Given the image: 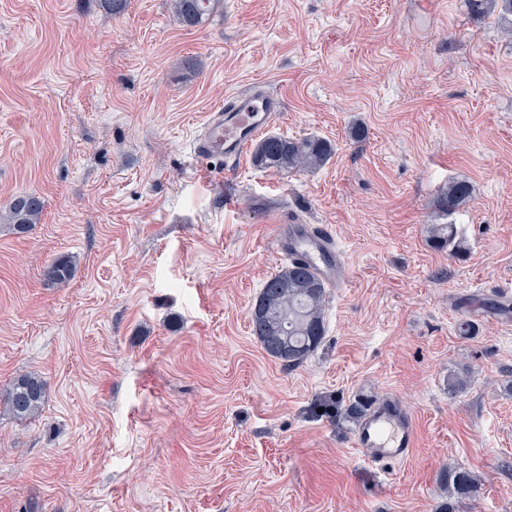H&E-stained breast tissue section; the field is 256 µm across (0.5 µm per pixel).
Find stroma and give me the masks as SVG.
I'll return each instance as SVG.
<instances>
[{"mask_svg": "<svg viewBox=\"0 0 512 512\" xmlns=\"http://www.w3.org/2000/svg\"><path fill=\"white\" fill-rule=\"evenodd\" d=\"M253 83L268 126L322 138V167L208 166L209 113ZM361 126V137L350 135ZM470 183L453 215L449 182ZM0 512H435L443 467L478 475L460 512H512V26L470 0H221L185 26L171 0H0ZM327 224L344 255L326 334L295 367L252 336L283 262L273 221ZM453 221L465 257L435 249ZM74 278L45 284L56 256ZM473 333H457L459 320ZM468 375L449 395L450 374ZM395 397L417 446L390 477L321 402ZM43 209L44 202L40 196L26 193L14 197L7 206L5 214L0 217L13 233L24 234L29 232L33 224L39 222ZM45 394L46 382L40 375L22 374L0 393V406L16 419H30L40 412Z\"/></svg>", "mask_w": 512, "mask_h": 512, "instance_id": "stroma-1", "label": "stroma"}]
</instances>
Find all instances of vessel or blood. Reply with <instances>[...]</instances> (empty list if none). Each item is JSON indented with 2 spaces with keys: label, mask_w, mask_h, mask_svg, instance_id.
Masks as SVG:
<instances>
[{
  "label": "vessel or blood",
  "mask_w": 512,
  "mask_h": 512,
  "mask_svg": "<svg viewBox=\"0 0 512 512\" xmlns=\"http://www.w3.org/2000/svg\"><path fill=\"white\" fill-rule=\"evenodd\" d=\"M279 110L278 98L264 85L256 84L249 92L233 94L205 123L194 144L195 155L203 159L239 160ZM271 239L277 256L311 266L330 287H338L343 252L330 225L277 224ZM416 440L413 416L396 399L388 397L374 404L361 418L351 444L368 450L369 463L384 468L408 457Z\"/></svg>",
  "instance_id": "1"
}]
</instances>
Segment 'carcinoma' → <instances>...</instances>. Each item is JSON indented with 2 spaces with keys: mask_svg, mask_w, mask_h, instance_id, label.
I'll use <instances>...</instances> for the list:
<instances>
[{
  "mask_svg": "<svg viewBox=\"0 0 512 512\" xmlns=\"http://www.w3.org/2000/svg\"><path fill=\"white\" fill-rule=\"evenodd\" d=\"M220 0H173L172 9L185 26H195L214 12ZM333 145L321 138L296 140L279 135H268L254 149V162L278 173H293L315 169L331 158ZM471 195L466 181H453L442 194L440 207L447 216ZM44 209L41 197L26 193L14 197L0 218L15 234L29 232L39 222ZM457 227L452 223L432 225L434 247H448L460 251L456 241ZM76 261L68 255L54 258L44 267V281L51 286L68 284L75 275ZM263 313H250L252 335L264 352L288 367L301 364L311 356L325 336L326 284L310 266L290 261L269 277L257 297ZM46 382L38 374L26 373L16 377L0 393V406L13 417L26 420L36 416L44 403ZM372 400L357 396L342 408L345 418L357 421L369 409ZM439 481L448 490V499L438 512H458L460 505L475 497L478 490L476 477L465 468H443Z\"/></svg>",
  "mask_w": 512,
  "mask_h": 512,
  "instance_id": "obj_1",
  "label": "carcinoma"
}]
</instances>
